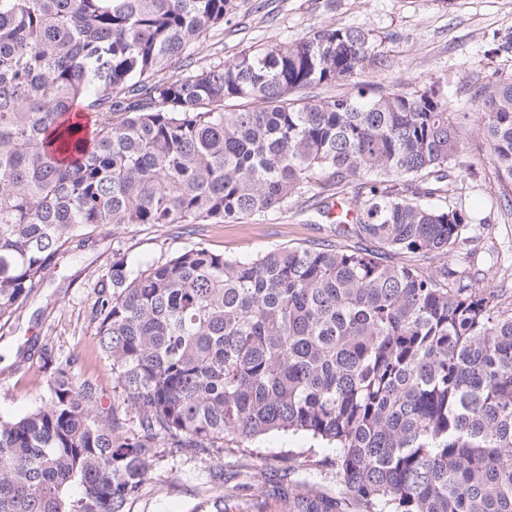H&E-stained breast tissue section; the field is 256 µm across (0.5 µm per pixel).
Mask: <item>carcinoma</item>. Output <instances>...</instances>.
Returning a JSON list of instances; mask_svg holds the SVG:
<instances>
[{
  "instance_id": "carcinoma-1",
  "label": "carcinoma",
  "mask_w": 512,
  "mask_h": 512,
  "mask_svg": "<svg viewBox=\"0 0 512 512\" xmlns=\"http://www.w3.org/2000/svg\"><path fill=\"white\" fill-rule=\"evenodd\" d=\"M237 8L0 0V329L100 227L242 224L311 196L350 240L146 267L117 249L95 315L122 401L42 348L40 403L0 418V512H127L159 449L271 432L336 450V493L301 484L288 512H512V302L448 265L478 237L431 203L465 116L440 78L365 81L385 64L359 26L193 59ZM474 97L512 212V78Z\"/></svg>"
}]
</instances>
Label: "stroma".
Masks as SVG:
<instances>
[{
    "mask_svg": "<svg viewBox=\"0 0 512 512\" xmlns=\"http://www.w3.org/2000/svg\"><path fill=\"white\" fill-rule=\"evenodd\" d=\"M238 10L224 27L196 48V57L233 53L254 43L294 40L311 27L335 25L368 29L387 67L371 82L408 89L440 77L448 86L451 109L466 113L461 128L465 143L448 199L461 203L471 224L483 236L475 257L458 251L448 260L469 272L477 287H502L512 293V216L499 206L498 187L485 141L479 131L482 114L474 97L475 81L512 76V52L501 45L512 37V0H238ZM300 203L244 224L122 226L94 235L92 243L65 255L41 288L0 329V415L17 417L39 402L46 374L41 346L75 360L96 379L105 400L117 391L109 363L96 345L93 316L96 283L112 263L116 248L127 250L141 265L202 245L240 259L277 246L305 245L331 235L329 223L309 224ZM334 449L313 440L271 433L225 445L214 455L174 453L162 449L140 494L127 512H286L295 482L335 492ZM223 470V488L209 483Z\"/></svg>",
    "mask_w": 512,
    "mask_h": 512,
    "instance_id": "obj_1",
    "label": "stroma"
}]
</instances>
